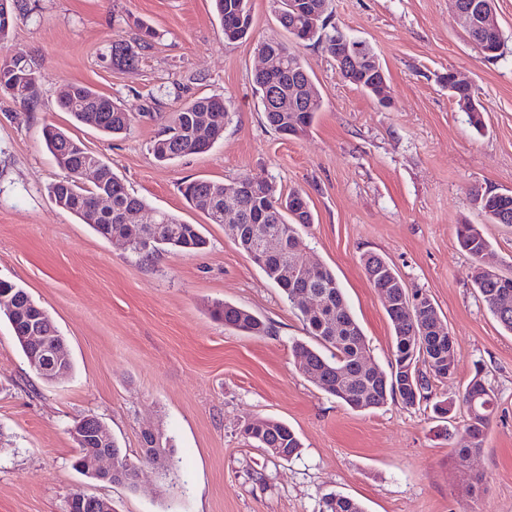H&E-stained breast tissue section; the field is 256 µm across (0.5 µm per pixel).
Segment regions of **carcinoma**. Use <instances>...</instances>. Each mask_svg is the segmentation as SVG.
<instances>
[{"instance_id":"obj_1","label":"carcinoma","mask_w":512,"mask_h":512,"mask_svg":"<svg viewBox=\"0 0 512 512\" xmlns=\"http://www.w3.org/2000/svg\"><path fill=\"white\" fill-rule=\"evenodd\" d=\"M212 2L224 40L237 42L246 38L252 27L250 0ZM329 4L331 0H272L276 21L293 43L271 36L256 44L260 54H276L281 68L273 80L263 71L255 72L253 85L267 123L281 134L286 132L296 136L305 133L322 108V97L312 99L308 94L313 81L299 46L306 40L320 45L328 56L336 57V40L345 39L347 35L331 24ZM137 27L138 34L134 39L113 42L112 66L130 67L142 52L151 47L152 29L143 23ZM20 72L19 64L8 59L0 60V92L24 108L33 110L41 97L40 87H35L30 94L15 91ZM57 105L79 124L86 123L89 117H96L95 128L107 136L125 134L133 124L131 113L84 84L68 85V95L59 97ZM215 110L220 111L222 117H228V108L220 97H199L182 104L174 112L164 134L153 141L151 151L154 158L159 162H170L211 149L224 134V122H205ZM44 138L62 171L61 177L48 188L50 196L58 207L90 225L97 234L105 238L109 232L126 233L128 248L147 260L164 253H198L206 248L207 240L201 233V225L187 224L173 214L149 207L128 191L109 164L88 151L69 131L47 127ZM85 167H94L100 173L99 181L91 187L81 182L80 172ZM102 193L112 197L109 210L96 208V199ZM182 194L194 209L205 215L209 223H224V184L193 180L185 183ZM473 197L478 209L492 223L512 224V198H500L493 190L479 189L474 191ZM305 198L307 195L298 190L284 194L265 178L257 181L238 202L235 235L239 247L249 255L259 228L252 222L253 215H263L264 226L288 227V236L284 239V247L288 249V271H283L279 257L272 255L258 266L291 302L298 286L305 282L324 297L325 305L321 310L314 314L303 313L307 333L315 344H294L296 357L304 368L303 377L355 411L378 409L397 400L407 407L430 402L434 418L447 421L455 405L448 404L446 398L431 401V381L454 374L455 338L446 326L421 334V326L428 324L433 327L439 318L435 304L427 300L422 308L413 310L412 319L403 315L399 306L385 308L393 331L389 370L377 375L363 370L361 360L368 352L366 338L350 311L335 273L323 266L311 277L297 261L296 254L291 252L292 239L298 238V229L314 223L310 207L298 211ZM132 210L147 214L148 223L125 228L122 217ZM457 240L476 263L492 252L490 242L475 224L460 225ZM361 261L370 285L378 293H390L399 299L410 298L399 275L382 256L367 253ZM474 286L497 322L512 333V277L502 274L492 278L488 273H476ZM2 288L11 291L12 308L0 312L9 324L22 323L36 301L14 282L0 280ZM211 315L224 326L249 336L266 333V326L260 318L232 303H216ZM43 335L47 350L59 355V368L70 374L73 369L71 354L54 323L45 324ZM462 404L466 408L464 433L472 439L471 446L457 449L458 457L464 460L480 451L495 401L491 390L476 375L464 389ZM243 433L257 447L277 448L290 457L298 454L301 448L294 431L274 419H255L244 425ZM323 512H363V508L349 497L331 494L324 498Z\"/></svg>"}]
</instances>
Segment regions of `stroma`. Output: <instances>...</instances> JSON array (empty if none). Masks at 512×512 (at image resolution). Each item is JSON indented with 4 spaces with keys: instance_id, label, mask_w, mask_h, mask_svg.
<instances>
[{
    "instance_id": "1",
    "label": "stroma",
    "mask_w": 512,
    "mask_h": 512,
    "mask_svg": "<svg viewBox=\"0 0 512 512\" xmlns=\"http://www.w3.org/2000/svg\"><path fill=\"white\" fill-rule=\"evenodd\" d=\"M250 3L251 34L236 43L225 41L212 0H29L13 27L10 46L34 61L42 101L30 111L0 93V279L45 308L74 367L43 381L0 318V512H62L78 486L109 499L112 512H322L330 493L365 512H512V334L476 292L474 261L456 237L458 225H478L512 274V225L490 223L470 195L512 192V0H495L504 40L495 60L448 0H332L333 23L377 54L391 101L341 79L320 46L301 47L323 107L308 132L288 138L266 122L252 82L256 43L279 28L271 0ZM140 22L155 33L151 48L133 67L112 68L113 40ZM452 72L484 105V132L450 97ZM73 82L132 112L130 133L72 124L56 99ZM204 96L231 103L223 139L157 162L150 147L162 127ZM49 124L151 207L201 225L205 250L144 261L59 208L48 194L61 174L43 136ZM247 175L307 193L315 222L300 229L301 249L335 273L370 363L387 368L392 328L362 255H382L409 291L433 300L457 350L437 393L460 401L478 374L496 396L479 454L458 458L469 444L460 419L439 422L399 402L354 411L300 374V310L181 192L194 179L232 185ZM224 301L253 312L268 334L214 320ZM87 414L136 464L135 486L73 468L70 430ZM257 418L286 423L299 454L286 461L246 442L242 427ZM146 432L172 446L169 478L141 461Z\"/></svg>"
}]
</instances>
